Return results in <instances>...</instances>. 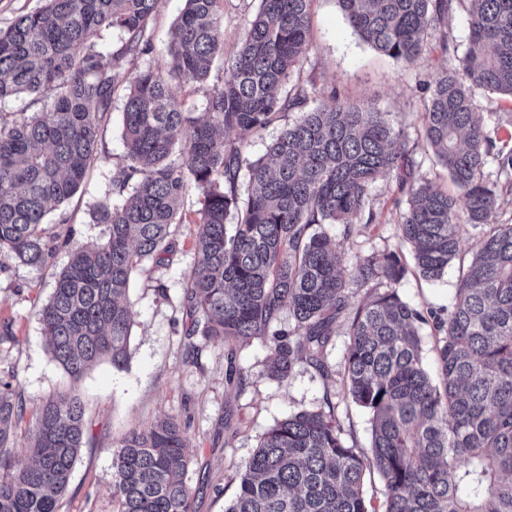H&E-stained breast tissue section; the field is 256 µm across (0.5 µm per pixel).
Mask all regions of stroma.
<instances>
[{
  "label": "stroma",
  "instance_id": "stroma-1",
  "mask_svg": "<svg viewBox=\"0 0 512 512\" xmlns=\"http://www.w3.org/2000/svg\"><path fill=\"white\" fill-rule=\"evenodd\" d=\"M184 7L183 0H162L154 23V50L149 56L157 69L169 60L170 30ZM258 0H224V52L232 54L243 37ZM468 28L464 6L430 30L428 47L415 62L403 64L376 52L350 26L336 0H312L310 48L301 78H316L320 96L337 94L351 102H369L414 132L420 125L432 81L446 62L443 42L464 48ZM122 103L114 101L111 119L100 146V158L76 196L66 203L71 216L72 243H92L104 236V225L94 223V209L107 199L113 163L124 154ZM400 196L395 176L380 178L374 188V224H356L349 237L338 225H324L337 237L345 266L371 254L402 247L399 238ZM198 208L195 193L183 202L186 218L177 233V246L168 265L135 273L129 290L133 326L130 357L123 368L103 362L94 366L79 385H71L52 360L45 345L38 311L49 299L54 274L69 260V245L60 246L48 266L25 265L0 258V321L9 320L12 335L0 342V372L14 371L12 384L27 413L51 395L77 387L91 423V442L76 460L60 512H116L112 497V448L132 428L170 416L187 425L191 459L187 482L194 494L195 512H224L236 492L231 477L241 469L260 437L276 421L300 410L332 403L346 442L370 445L369 416L345 395L336 376L347 342L346 318L336 322L325 361L332 369L326 377L306 363L296 364L287 381L265 374L267 349L254 341L238 345L236 363L248 378L244 387L225 380L223 342L197 340L190 353L180 310L183 280L195 261L192 223ZM462 275L452 262L441 280L428 282L408 272L400 284L401 297L410 304L446 313Z\"/></svg>",
  "mask_w": 512,
  "mask_h": 512
}]
</instances>
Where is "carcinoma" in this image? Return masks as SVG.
<instances>
[{"label":"carcinoma","instance_id":"cac0c4a2","mask_svg":"<svg viewBox=\"0 0 512 512\" xmlns=\"http://www.w3.org/2000/svg\"><path fill=\"white\" fill-rule=\"evenodd\" d=\"M165 70L151 66L160 0H45L0 30V103L53 92L41 112H0V255L33 266L53 258L70 222L61 207L99 160L112 104L123 96L124 155L93 221L96 246H76L38 311L48 352L74 384L90 367L128 360L129 283L176 248L181 206L198 196L196 260L184 281L185 336L221 340L228 383L247 376L235 345L268 352L266 375L283 382L297 363L329 375L324 354L350 285L374 295L350 320L342 381L370 415V447L343 438L331 402L301 410L262 436L232 481L224 512H512V222L475 228L512 196V151L497 148L475 97L512 98V0H467L468 39L434 76L422 135L456 193L417 175L405 129L368 103L332 93L312 109L314 80L291 82L309 43L311 0H259L235 52L224 59L223 0H184ZM369 46L402 63L422 54L429 29L462 0H336ZM109 61H104V57ZM222 76L210 82L212 66ZM203 90L202 111L173 86ZM265 153L248 138L290 113ZM237 133L234 141L224 134ZM496 165L495 179L485 174ZM395 174L404 204L400 238L427 281L471 254L446 317L399 295V254L350 269L336 240L313 230L371 224L374 187ZM237 217L234 224L230 216ZM293 319L279 328L283 315ZM432 323L438 380L423 366L419 330ZM23 401L0 378V512H58L89 421L78 390L44 402L30 432L32 463L15 464L12 428ZM185 426L174 417L132 429L112 451L119 512H192ZM377 474L383 501L363 491Z\"/></svg>","mask_w":512,"mask_h":512}]
</instances>
